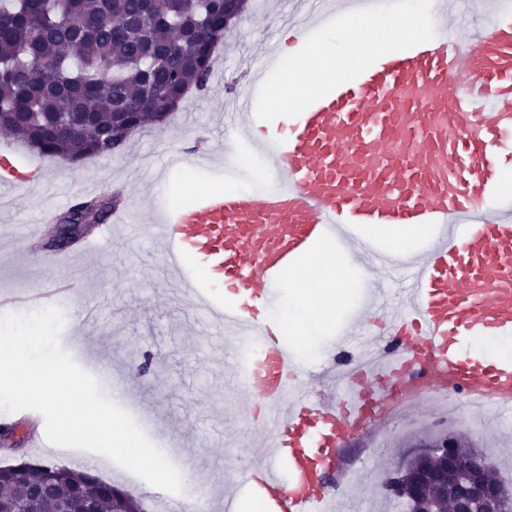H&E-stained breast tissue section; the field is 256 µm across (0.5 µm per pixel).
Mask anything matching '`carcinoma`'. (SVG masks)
Masks as SVG:
<instances>
[{"label": "carcinoma", "instance_id": "cac0c4a2", "mask_svg": "<svg viewBox=\"0 0 512 512\" xmlns=\"http://www.w3.org/2000/svg\"><path fill=\"white\" fill-rule=\"evenodd\" d=\"M224 38V0H0V128L43 156L77 164L121 153L129 135L161 123L162 103L208 89L215 60L200 33ZM177 47L178 65L163 58ZM72 118L59 134L63 115ZM120 193L72 206L68 244L103 224ZM390 470L387 497L405 498ZM149 512L145 501L88 471L24 459L0 466V512Z\"/></svg>", "mask_w": 512, "mask_h": 512}]
</instances>
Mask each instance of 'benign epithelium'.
I'll return each mask as SVG.
<instances>
[{"label":"benign epithelium","mask_w":512,"mask_h":512,"mask_svg":"<svg viewBox=\"0 0 512 512\" xmlns=\"http://www.w3.org/2000/svg\"><path fill=\"white\" fill-rule=\"evenodd\" d=\"M415 476L407 486V498L420 512H436V501L445 500L451 512H498L502 490L489 478L485 461L474 455L457 468L455 445L414 460Z\"/></svg>","instance_id":"1"}]
</instances>
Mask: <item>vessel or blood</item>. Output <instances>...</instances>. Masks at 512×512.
Instances as JSON below:
<instances>
[{
  "instance_id": "b4317fda",
  "label": "vessel or blood",
  "mask_w": 512,
  "mask_h": 512,
  "mask_svg": "<svg viewBox=\"0 0 512 512\" xmlns=\"http://www.w3.org/2000/svg\"><path fill=\"white\" fill-rule=\"evenodd\" d=\"M386 6L348 0L339 12L330 0H308L300 28L309 37L343 14ZM435 23L440 35L336 81L271 136L250 133L264 81L241 85L225 118L242 126L240 147L263 156L274 186L213 188L155 225L163 274L206 329L223 335L229 381L261 412L250 465L264 473L272 512H336L326 476L342 472L347 438L379 432L394 410L442 390L469 411L512 415V362L461 350L472 336L512 335V201L494 195L512 160V15L471 21L466 39L447 5ZM123 216L113 210L71 259L111 239ZM395 224L439 235L412 256L361 235ZM325 238L401 282L393 303L375 289L369 339L356 364L336 373L332 403L312 396L302 364L260 316L282 273ZM196 266L206 279L192 276ZM281 457L294 481L274 467Z\"/></svg>"
}]
</instances>
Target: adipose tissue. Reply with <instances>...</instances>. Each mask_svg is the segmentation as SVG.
Here are the masks:
<instances>
[{
  "mask_svg": "<svg viewBox=\"0 0 512 512\" xmlns=\"http://www.w3.org/2000/svg\"><path fill=\"white\" fill-rule=\"evenodd\" d=\"M425 25L424 17L411 14L354 16L338 34L309 44L299 30L284 31L289 68L281 75L278 92L294 107H302L337 78L352 74L365 59L401 53L406 41L421 37ZM351 266L325 242L314 256L285 273L280 286L288 298L279 304L273 320L278 335L299 349H309L313 336L330 328L345 306Z\"/></svg>",
  "mask_w": 512,
  "mask_h": 512,
  "instance_id": "obj_1",
  "label": "adipose tissue"
}]
</instances>
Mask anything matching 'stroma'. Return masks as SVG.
<instances>
[{
	"mask_svg": "<svg viewBox=\"0 0 512 512\" xmlns=\"http://www.w3.org/2000/svg\"><path fill=\"white\" fill-rule=\"evenodd\" d=\"M294 8L293 0H248L215 62L222 83L202 95L188 94L161 127L133 134L122 154L71 166L29 152L12 135L0 136V153H14L16 164H33L43 172L39 181L20 188L0 184V227L27 253L23 259L13 252L0 255V314L15 312L16 298L56 287L80 269L83 283L61 309L63 328L74 340L69 354L75 359L90 352L99 357L109 369L99 382L101 390L118 391L117 405L148 439L167 432L168 460L200 488L199 499L208 512H224L225 494L246 490L248 477L240 466L248 457L243 432L247 406L241 394L224 386L223 336L201 334L202 315L171 293L162 277V252L151 225L156 209L175 207L199 191L263 187L224 124V103L256 67L255 45L276 41ZM168 151L182 154L186 162L165 181H156L152 171ZM116 189L130 221L114 227L111 242L93 245L75 266L67 251L39 243L42 211ZM370 288V275L355 267L347 307L327 332L315 337L312 351L299 356L312 375L316 399L335 398L327 377L356 356V343L343 344L338 337ZM2 422L17 429L0 436V465L13 462L18 448L36 462L58 461V454L28 443L30 430H43V418L24 422L19 413L0 411ZM460 436L512 485V431L495 435L477 430L471 417L457 409L449 410L442 426L406 411L373 439H348L342 482L353 498L352 512H404L400 503L384 497L387 469L404 465L433 439ZM67 460L75 470L95 466L103 479L150 505L163 500L176 512L188 497L184 491L170 494L153 487L120 465H106L100 454L78 449Z\"/></svg>",
	"mask_w": 512,
	"mask_h": 512,
	"instance_id": "obj_1",
	"label": "stroma"
}]
</instances>
